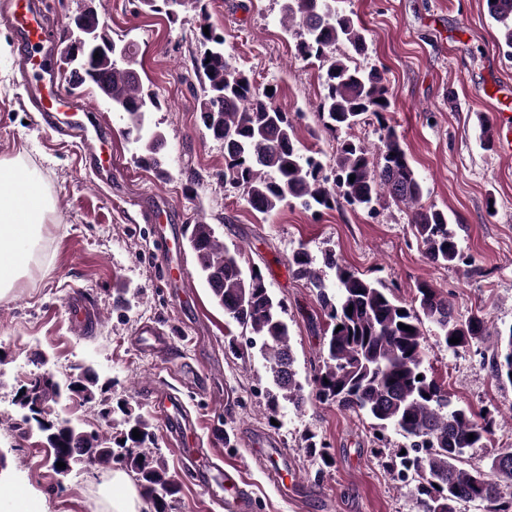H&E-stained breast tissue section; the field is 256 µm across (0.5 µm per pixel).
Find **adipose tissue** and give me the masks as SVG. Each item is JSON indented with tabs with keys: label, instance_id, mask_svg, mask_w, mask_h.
Listing matches in <instances>:
<instances>
[{
	"label": "adipose tissue",
	"instance_id": "adipose-tissue-1",
	"mask_svg": "<svg viewBox=\"0 0 512 512\" xmlns=\"http://www.w3.org/2000/svg\"><path fill=\"white\" fill-rule=\"evenodd\" d=\"M53 209L50 193L22 158L0 160V301L38 261L42 228Z\"/></svg>",
	"mask_w": 512,
	"mask_h": 512
}]
</instances>
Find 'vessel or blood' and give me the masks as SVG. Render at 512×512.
<instances>
[{
	"instance_id": "1",
	"label": "vessel or blood",
	"mask_w": 512,
	"mask_h": 512,
	"mask_svg": "<svg viewBox=\"0 0 512 512\" xmlns=\"http://www.w3.org/2000/svg\"><path fill=\"white\" fill-rule=\"evenodd\" d=\"M6 21L15 30L23 47L24 54L20 61L23 81L29 100L35 110L40 112L47 128L55 132L78 133L91 149L88 159L91 167L103 179L112 177V158L105 155L102 148L95 146L94 136L90 135L83 121L84 113L89 112L87 102H80L75 113L69 115L66 123H58L56 112L61 111L65 102L57 94L60 83L58 45L60 28L51 22L49 8L44 0H10L5 15ZM501 107L494 115L497 126L498 147L508 155L512 154V92L499 91ZM137 345L142 350L153 354H166L171 346V339L151 324L142 325L136 336ZM147 400L160 417L167 435L178 446L188 444L187 427L189 422L181 417L178 409L163 399L158 390L146 393ZM251 454L263 461L274 483L284 479L295 478V470H285L281 461L287 460V449L269 437L259 435L252 440ZM197 483L204 494L219 504L223 512H253L255 499L245 484L238 482L228 472L214 471L212 464L194 466Z\"/></svg>"
}]
</instances>
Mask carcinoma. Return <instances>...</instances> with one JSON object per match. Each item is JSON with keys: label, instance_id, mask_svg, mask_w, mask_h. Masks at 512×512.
<instances>
[{"label": "carcinoma", "instance_id": "1", "mask_svg": "<svg viewBox=\"0 0 512 512\" xmlns=\"http://www.w3.org/2000/svg\"><path fill=\"white\" fill-rule=\"evenodd\" d=\"M189 1L202 2L179 0L174 8L168 0H141V4L173 21ZM485 2L499 26L498 43L512 50V0ZM281 24L299 38L298 56L321 63L324 94L318 111L327 131L351 129L369 114L381 118L390 111L392 93L380 71L335 55L339 45L355 55L367 49L365 29L345 14L339 0H282ZM208 30L207 34L198 31L204 51L193 57L192 72L201 89L200 120L224 142L220 174L224 189L242 192L253 210L267 216L292 202L306 210H331L344 203L371 211L387 196L409 210L412 234L430 263L449 268L465 261L448 215L421 203V182L393 127H386L382 144L374 149L356 139L341 140L332 158L333 178H328L320 157L301 155L295 119L276 105L275 92L259 89L244 71L232 66L224 42L212 40L215 28L210 25ZM104 75L112 103L127 113L126 135L141 143L139 164L165 174L164 136L144 131L146 114L159 107L157 96L143 86L130 65L107 63ZM187 246L215 302L249 334L248 346L260 347L270 373L266 390L270 409H276L282 398L301 410L313 397L368 416L380 433L379 442L387 429L399 432L406 439V453L394 452L387 467L402 481L415 483L421 512H457L462 502H478L485 512H512V497L507 499L502 492V487H512V451L491 455L485 470L467 465L464 455L469 450L488 447L493 420L454 404L424 364V322L436 328L439 343L455 351L483 340V315L476 312L459 319L450 299L426 282L417 284V293L407 304L381 280L352 270L332 249L323 255L324 266L336 273V283L330 287L299 249L288 259V269L314 288L327 318L320 347L323 365L302 380L294 369L290 328L282 317L284 302L269 293L261 271L242 266L239 255L211 224L189 225ZM401 323L410 330L400 328ZM454 336L461 341L450 343ZM490 370L496 381L512 384V325L496 332ZM41 393L46 401L42 413L55 417L60 384L49 377ZM125 423L123 443L114 448L99 434L56 417L50 443L73 454L92 449V465L120 464L151 493L155 512H167L166 498L176 495L179 485L160 458L146 452L148 445L155 444L152 424L142 415H129ZM135 429L141 438L132 437Z\"/></svg>", "mask_w": 512, "mask_h": 512}]
</instances>
